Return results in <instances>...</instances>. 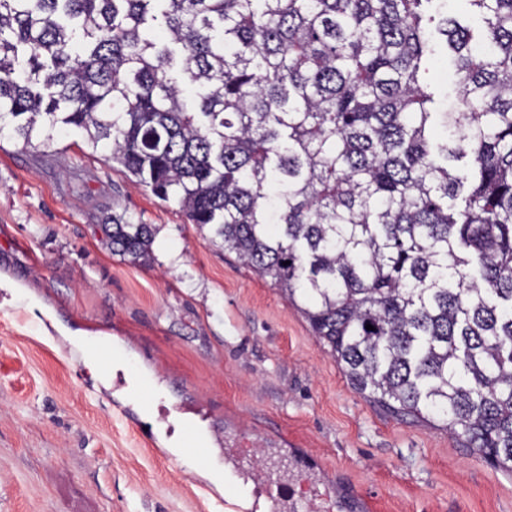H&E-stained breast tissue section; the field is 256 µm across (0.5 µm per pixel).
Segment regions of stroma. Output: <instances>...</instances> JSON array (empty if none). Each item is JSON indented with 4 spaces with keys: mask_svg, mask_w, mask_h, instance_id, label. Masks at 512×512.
<instances>
[{
    "mask_svg": "<svg viewBox=\"0 0 512 512\" xmlns=\"http://www.w3.org/2000/svg\"><path fill=\"white\" fill-rule=\"evenodd\" d=\"M436 108L455 105L435 36ZM0 137V512H225V448L265 469L288 454L292 512H512V474L447 432L356 392L271 282L78 132L52 146ZM153 224L155 261L109 254L90 227ZM110 363L89 368L88 349ZM170 411L203 418L202 455L173 452L117 370Z\"/></svg>",
    "mask_w": 512,
    "mask_h": 512,
    "instance_id": "stroma-1",
    "label": "stroma"
}]
</instances>
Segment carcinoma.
<instances>
[{
    "label": "carcinoma",
    "mask_w": 512,
    "mask_h": 512,
    "mask_svg": "<svg viewBox=\"0 0 512 512\" xmlns=\"http://www.w3.org/2000/svg\"><path fill=\"white\" fill-rule=\"evenodd\" d=\"M425 2L0 0V136L85 132L280 288L354 390L512 472V0H466L477 35ZM91 229L151 263L155 225ZM434 42L436 44L435 58L438 62L429 78L436 94L437 112H444L448 107L456 105L454 78L451 71L448 70V49L443 37L434 33Z\"/></svg>",
    "instance_id": "carcinoma-1"
}]
</instances>
